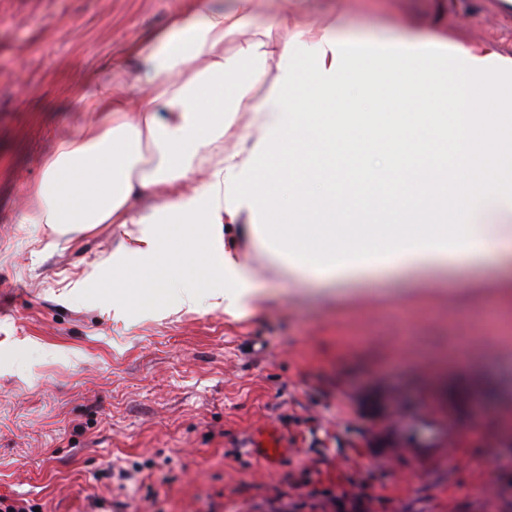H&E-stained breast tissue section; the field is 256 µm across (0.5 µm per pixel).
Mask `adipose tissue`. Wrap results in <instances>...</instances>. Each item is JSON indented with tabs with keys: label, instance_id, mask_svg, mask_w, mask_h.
I'll use <instances>...</instances> for the list:
<instances>
[{
	"label": "adipose tissue",
	"instance_id": "1",
	"mask_svg": "<svg viewBox=\"0 0 512 512\" xmlns=\"http://www.w3.org/2000/svg\"><path fill=\"white\" fill-rule=\"evenodd\" d=\"M259 6L182 0L171 27L133 50L136 69L103 56L71 99L89 118L43 156L20 223L136 225L112 256L116 282L151 269L167 225L218 228L257 209L270 224L310 218L305 237H253L307 281L444 268L452 255L512 262V190L470 189L481 161L512 177V76L488 70L496 50L444 27L359 44L335 17L254 23ZM452 195L468 196L465 216L438 223ZM379 200L389 223H355ZM206 248L236 314L253 274L220 237Z\"/></svg>",
	"mask_w": 512,
	"mask_h": 512
}]
</instances>
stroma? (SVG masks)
<instances>
[{"mask_svg": "<svg viewBox=\"0 0 512 512\" xmlns=\"http://www.w3.org/2000/svg\"><path fill=\"white\" fill-rule=\"evenodd\" d=\"M179 0H0V497L40 512H512V281L485 264L406 287L371 272L334 285L273 274L244 215L226 244L260 272L258 301L225 314L203 255L180 265L197 308L128 272L122 228L19 224L41 159L80 113L98 58L167 27ZM360 38L408 19L496 44L512 71L504 0H285ZM273 426L274 470L240 443Z\"/></svg>", "mask_w": 512, "mask_h": 512, "instance_id": "stroma-1", "label": "stroma"}]
</instances>
